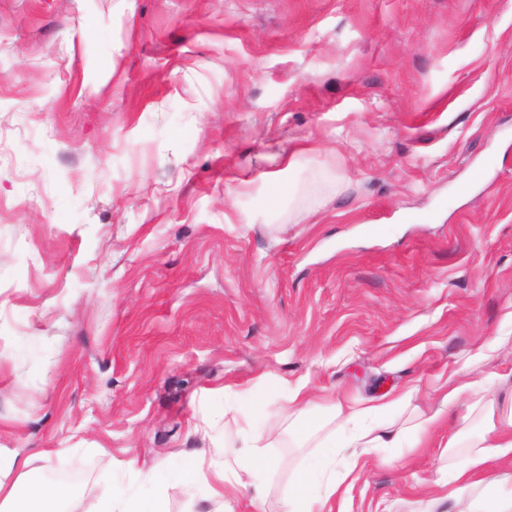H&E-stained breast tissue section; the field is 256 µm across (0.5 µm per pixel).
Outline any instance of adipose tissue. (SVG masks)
I'll return each mask as SVG.
<instances>
[{
	"mask_svg": "<svg viewBox=\"0 0 512 512\" xmlns=\"http://www.w3.org/2000/svg\"><path fill=\"white\" fill-rule=\"evenodd\" d=\"M470 394L468 413L463 417L425 414L416 406V389L396 392L379 401L358 405L334 403L330 419L337 436L323 440V459L297 472L293 486L282 502V512H331L330 501L342 491L349 471L374 448H425L440 423L448 425L447 448H465L464 462H449L448 497L457 512H512V393L500 398L473 391L470 383L450 386L443 396L448 407H455L463 394ZM250 448L248 459H234L232 443H225L229 462L215 473L210 488L213 498L247 490L255 502L263 501L265 485L262 470L270 459L254 448V439L243 441ZM349 452L346 471L338 472L331 463L337 449ZM27 460L15 455L0 456V512H65L69 503L66 490L48 488L38 479L28 478Z\"/></svg>",
	"mask_w": 512,
	"mask_h": 512,
	"instance_id": "1",
	"label": "adipose tissue"
}]
</instances>
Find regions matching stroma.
<instances>
[{
    "instance_id": "stroma-1",
    "label": "stroma",
    "mask_w": 512,
    "mask_h": 512,
    "mask_svg": "<svg viewBox=\"0 0 512 512\" xmlns=\"http://www.w3.org/2000/svg\"><path fill=\"white\" fill-rule=\"evenodd\" d=\"M452 378L512 389V0H0V452L214 512L297 382L328 434ZM267 454L279 512L319 451ZM446 462L383 449L343 512H455Z\"/></svg>"
}]
</instances>
